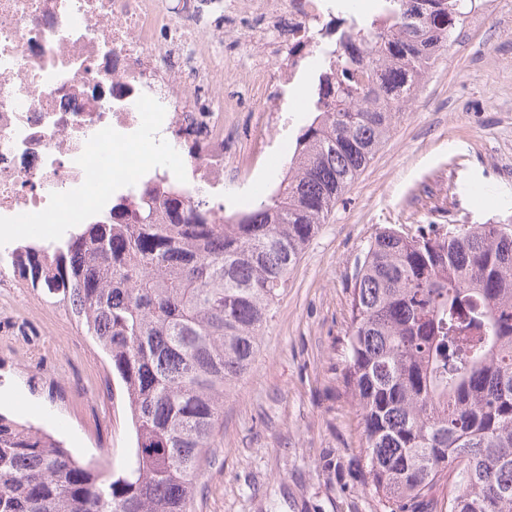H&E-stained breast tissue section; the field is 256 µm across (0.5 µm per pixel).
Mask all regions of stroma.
I'll return each instance as SVG.
<instances>
[{
	"label": "stroma",
	"instance_id": "35a3bbf8",
	"mask_svg": "<svg viewBox=\"0 0 512 512\" xmlns=\"http://www.w3.org/2000/svg\"><path fill=\"white\" fill-rule=\"evenodd\" d=\"M512 0L469 15L402 118L310 241L224 399L192 512H389L364 488L359 419L339 379L355 259L384 227L512 222ZM24 336L45 341L35 375L0 365V412L40 424L78 459L121 470L135 446L123 393L95 417L61 410L56 383L110 364L66 310L37 299ZM112 435L102 453L94 439Z\"/></svg>",
	"mask_w": 512,
	"mask_h": 512
}]
</instances>
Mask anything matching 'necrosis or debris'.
<instances>
[{
	"label": "necrosis or debris",
	"mask_w": 512,
	"mask_h": 512,
	"mask_svg": "<svg viewBox=\"0 0 512 512\" xmlns=\"http://www.w3.org/2000/svg\"><path fill=\"white\" fill-rule=\"evenodd\" d=\"M374 9L346 0H0V233L91 224L107 201L251 184L328 43ZM237 51L227 54L224 42ZM0 248V313L31 303Z\"/></svg>",
	"instance_id": "1"
}]
</instances>
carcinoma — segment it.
<instances>
[{
	"label": "carcinoma",
	"mask_w": 512,
	"mask_h": 512,
	"mask_svg": "<svg viewBox=\"0 0 512 512\" xmlns=\"http://www.w3.org/2000/svg\"><path fill=\"white\" fill-rule=\"evenodd\" d=\"M392 36L372 66L343 57L318 83L277 188L232 224L167 186L112 205L20 275L72 316L112 366L135 448L106 475L41 427L0 413V512H190L224 395L251 366L288 274L462 29L473 0H378ZM339 378L360 417L365 487L390 512H512V229L385 228L356 260Z\"/></svg>",
	"instance_id": "1"
}]
</instances>
